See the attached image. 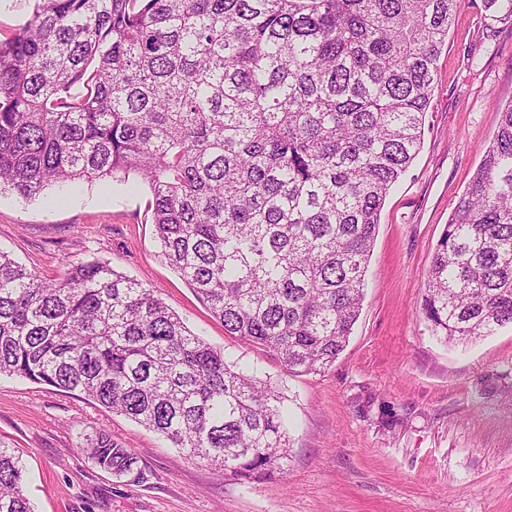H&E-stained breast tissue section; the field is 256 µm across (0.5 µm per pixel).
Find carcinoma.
Wrapping results in <instances>:
<instances>
[{
    "label": "carcinoma",
    "instance_id": "cac0c4a2",
    "mask_svg": "<svg viewBox=\"0 0 512 512\" xmlns=\"http://www.w3.org/2000/svg\"><path fill=\"white\" fill-rule=\"evenodd\" d=\"M512 23V0H483ZM461 0H35L0 40V191L136 172L162 255L224 330L290 374L346 347L382 206L421 148ZM0 251V375L127 416L233 479L285 473L280 393L91 260ZM421 310L466 344L512 327V104L438 240ZM116 477L105 429L80 446ZM0 512H34L0 440Z\"/></svg>",
    "mask_w": 512,
    "mask_h": 512
}]
</instances>
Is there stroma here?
Wrapping results in <instances>:
<instances>
[{
    "label": "stroma",
    "mask_w": 512,
    "mask_h": 512,
    "mask_svg": "<svg viewBox=\"0 0 512 512\" xmlns=\"http://www.w3.org/2000/svg\"><path fill=\"white\" fill-rule=\"evenodd\" d=\"M510 103L512 25L489 24L482 0H462L422 147L380 214L359 318L317 373L289 374L273 352L225 333L163 258L138 174L28 200L0 193V250L47 278L65 257L110 262L228 360L256 369L288 407L286 475L243 483L79 395L0 376V436L22 458L35 512H512V330L452 346L420 309L437 242ZM390 412L402 423L387 426ZM95 428L139 457L140 474L88 461L80 435Z\"/></svg>",
    "instance_id": "35a3bbf8"
}]
</instances>
